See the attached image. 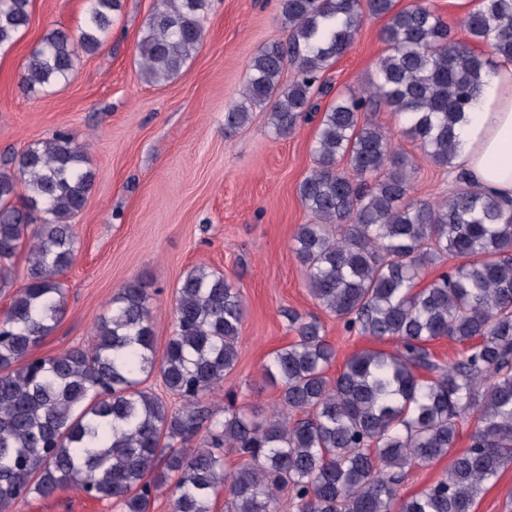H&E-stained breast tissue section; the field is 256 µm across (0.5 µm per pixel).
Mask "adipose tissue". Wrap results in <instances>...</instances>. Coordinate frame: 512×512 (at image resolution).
I'll use <instances>...</instances> for the list:
<instances>
[{
    "instance_id": "ef3b65f1",
    "label": "adipose tissue",
    "mask_w": 512,
    "mask_h": 512,
    "mask_svg": "<svg viewBox=\"0 0 512 512\" xmlns=\"http://www.w3.org/2000/svg\"><path fill=\"white\" fill-rule=\"evenodd\" d=\"M454 160L473 189L512 198V60H498L456 127Z\"/></svg>"
}]
</instances>
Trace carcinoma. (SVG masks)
Returning <instances> with one entry per match:
<instances>
[{"mask_svg":"<svg viewBox=\"0 0 512 512\" xmlns=\"http://www.w3.org/2000/svg\"><path fill=\"white\" fill-rule=\"evenodd\" d=\"M87 2L77 35L55 28L31 52L20 77L27 92L68 83L80 54L106 43L121 0ZM30 5L0 0V49L28 27ZM208 8L209 0H156L137 45L146 82L185 72ZM279 10L286 37L252 56L224 129L265 108L271 133L283 138L320 112L315 167L299 185L315 222L298 227L292 251L317 304L398 347L356 352L330 377L335 350L320 321L290 312L294 341L263 365L276 403L266 414L232 404L221 419L201 396L236 366L246 304L223 274L196 265L176 284L162 357L137 280L112 298L88 347L32 357L65 315L60 276L77 251L71 219L95 179L75 136L36 141L0 169L1 291L13 287L26 249L25 283L0 315V512L69 486L123 512H149L170 482L172 512H214L221 491L225 512H278L288 488L297 512H474L512 464V207L467 185L411 199L415 168L392 130L367 117L386 107L430 162L454 167L457 123L496 59L512 58V0H478L462 20L466 41L423 4L279 0ZM366 13L385 19L374 78L322 109L321 76L350 50ZM447 258L456 263L420 286ZM440 338L463 345V355L438 363L428 344ZM153 376L180 406L144 386ZM468 418L476 429L457 453ZM204 425L199 447H174ZM233 454L239 462L228 467ZM446 458L440 480L399 498L409 470Z\"/></svg>","mask_w":512,"mask_h":512,"instance_id":"1","label":"carcinoma"}]
</instances>
